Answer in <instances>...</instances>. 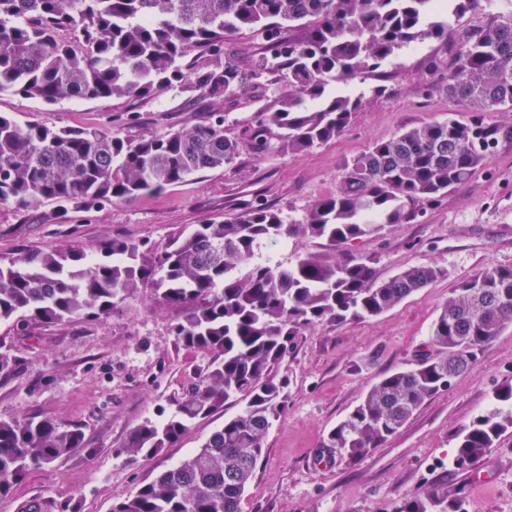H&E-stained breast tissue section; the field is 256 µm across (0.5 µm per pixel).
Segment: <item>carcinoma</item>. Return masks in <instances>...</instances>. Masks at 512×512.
I'll return each instance as SVG.
<instances>
[{
	"instance_id": "1",
	"label": "carcinoma",
	"mask_w": 512,
	"mask_h": 512,
	"mask_svg": "<svg viewBox=\"0 0 512 512\" xmlns=\"http://www.w3.org/2000/svg\"><path fill=\"white\" fill-rule=\"evenodd\" d=\"M431 0H0V92L53 104L72 98L152 97L186 75L192 53L213 64L198 86L214 96H244L249 79L223 58L231 37L263 36L254 77L288 85L273 109L248 128L252 148L269 138L306 152L347 128L363 98L329 92L379 69L419 40L446 38L450 24ZM300 28L293 42L284 31ZM448 95L466 104L467 122L450 119L404 129L346 161L336 191L313 202L305 218L248 203L218 223L200 224L153 255L144 243L114 238L94 246L24 250L0 259V322L55 324L100 320L140 288L184 310L175 325L186 347L211 359L176 412L133 426L118 455L151 456L175 446L190 425L231 399L246 406L201 448L112 505L111 512H240L263 442L286 408L287 380L276 368L302 330L325 321L386 312L444 272L410 266L381 280L372 256L349 243L407 224L469 180L512 129L492 113L512 109V9L489 12L463 37L448 76ZM240 144L224 136V115L189 128L129 139L118 131L19 122L0 114V205L63 212L90 210L235 163ZM288 239L323 241L329 256L292 265L256 255ZM512 324V267L489 266L448 297L431 329L436 353L414 368L382 377L332 428L323 447L355 465L396 435L428 399L448 387L482 349ZM500 408L460 427L452 465L469 472L512 430V384L495 390ZM77 425L52 419L0 420V498L32 468L83 447ZM435 481L389 512H467Z\"/></svg>"
}]
</instances>
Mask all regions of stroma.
Returning a JSON list of instances; mask_svg holds the SVG:
<instances>
[{"label": "stroma", "instance_id": "35a3bbf8", "mask_svg": "<svg viewBox=\"0 0 512 512\" xmlns=\"http://www.w3.org/2000/svg\"><path fill=\"white\" fill-rule=\"evenodd\" d=\"M450 58L443 40L405 48L377 75L350 86V93L368 96L355 120L334 139L299 154L276 147L260 153L243 143L257 111L276 95L261 84L241 98L178 86L146 99L54 104L1 93L0 113L19 121L112 129L131 138L190 127L220 112L225 136L241 140L242 147L232 167L88 212L64 215L53 203L22 212L0 205V256L112 238L144 242L159 252L196 225L239 213L249 201L269 205L286 222L299 221L317 198L335 190L345 161L373 142L427 122L468 119L467 107L445 90ZM352 249L373 256L382 279L415 265L440 267L444 275L379 316L320 324L297 337L277 369L288 381V404L265 439L240 512H387L395 500L418 493L427 476L449 491L464 489L469 512H512V435L503 436L475 471L450 465L455 430L495 410V388L512 382V326L358 465L323 446L371 384L432 353V324L455 288L484 267H512V142L502 143L482 169L417 221L355 241ZM183 315L142 288L100 321L0 322V346L18 360L13 375L0 376V419L46 417L80 425L85 434L84 448L27 472L0 498V512H22L35 499L45 501L49 512H111L114 501L188 456L242 410L239 402L224 406L198 420L176 447L152 457L132 462L116 455L131 427L176 410L210 360L175 336Z\"/></svg>", "mask_w": 512, "mask_h": 512}]
</instances>
